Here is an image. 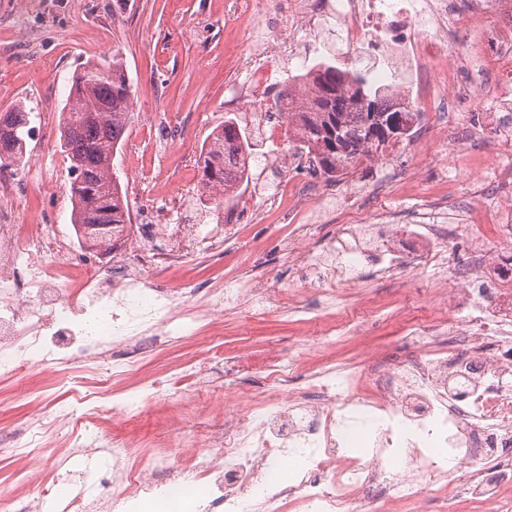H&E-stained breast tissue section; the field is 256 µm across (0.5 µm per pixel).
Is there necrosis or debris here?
I'll return each mask as SVG.
<instances>
[{
	"mask_svg": "<svg viewBox=\"0 0 512 512\" xmlns=\"http://www.w3.org/2000/svg\"><path fill=\"white\" fill-rule=\"evenodd\" d=\"M288 29L336 18V37L382 62L374 77L390 97L416 112L447 111L474 96L475 72L491 77L495 103L486 123L512 141V0H284ZM346 243L335 263L319 267L323 303L339 300L338 286L377 258L384 272L405 263L442 269L452 288L437 299L478 315L461 342L427 324L410 336L421 351L385 364L369 352L370 371L357 381L344 363L327 362L293 380L305 352L270 360L238 355L224 361V424L165 437L147 463L138 443L101 433L117 413H134L146 401H205L179 387L155 390L117 403L107 390L83 392L82 371L106 366L112 379L136 372L180 336L210 327L227 311L258 318L287 308L285 290L261 281L237 287L164 290L171 270L191 271L189 250L175 246L182 228L136 224L124 232V249L106 274L101 253L57 224H21L0 216V374L20 377L33 367L55 370L80 391L85 412L57 406L19 431L0 432V458L39 456L42 440L66 434L69 448L53 469L76 493L56 499L43 493L7 504V512H133L147 500L203 487V512H345L358 502L366 512H427L428 496L462 497L476 512H504L512 489V251L471 243L461 265L448 262L456 230L440 224L427 237L410 236L383 212L370 223L345 225ZM76 287L64 291L62 275ZM260 370L262 393L241 391L240 370ZM198 454L176 465L185 442ZM105 457L112 477L105 490L87 493L89 472L71 460ZM300 468L285 483L272 476L289 459Z\"/></svg>",
	"mask_w": 512,
	"mask_h": 512,
	"instance_id": "obj_1",
	"label": "necrosis or debris"
}]
</instances>
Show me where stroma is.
Segmentation results:
<instances>
[{"mask_svg": "<svg viewBox=\"0 0 512 512\" xmlns=\"http://www.w3.org/2000/svg\"><path fill=\"white\" fill-rule=\"evenodd\" d=\"M328 21L317 34L299 32L292 47H282L288 18L268 14L263 29L268 41L263 62L268 87L256 97L272 100L294 84L296 75L326 62L342 69L357 67V51L337 46ZM255 32L247 17L237 13L232 0H0V111L24 102L32 126L58 127L74 74L91 58L123 56L134 92L128 129L113 159L117 177L127 189L130 209L157 210L169 224H191L197 238L220 235L224 253L198 255L195 279L209 283L237 276L246 280H274L276 287H294L293 310H277L256 320L242 321L235 313L224 316V354L246 349L256 356L292 351L320 330L326 319L337 324L358 323V336H337L327 353H310L307 369L322 356L349 364L366 374L362 343L377 346L384 360L398 362L412 353L409 333L422 321L439 318L449 326L467 324L469 313L455 307L437 310L429 290L434 268L405 265L394 276L378 265L365 263L348 295L324 312L313 280L294 281L288 259L276 239L299 225L311 228L310 249L324 257L342 224H353L367 213H393L399 224L414 227V217L425 206H454L448 221L472 226L489 244L503 240L499 225L469 201L490 194L489 174L481 170L485 156L497 155L512 165V144L490 138L459 154L454 150L457 129L435 127L418 132L387 149L385 172L356 165L347 174L319 178L320 190L305 207L289 213L295 190L288 158L302 152L290 138L286 113L275 120L279 135L266 137L263 116L243 120L250 104H239L238 93L249 84L244 63ZM239 121L253 157L243 181L227 200H201L198 157L204 143L225 119ZM70 162L58 136L27 141L25 165L16 178L20 192L0 193V210L28 223L41 222L46 206L53 221L71 225L68 196ZM390 181L383 194L375 193L377 179ZM200 335L188 336L165 348L145 366L140 377L113 385L117 398L140 393L142 385L178 383L192 386L185 366L204 356ZM75 395L61 385L53 371L36 367L25 376H0V430L25 426L58 404L74 402ZM185 417L168 407L150 403L142 413L106 425L107 434L137 440L152 448L163 428H191ZM25 460L0 459V496H37L39 487L59 496L72 490L66 478L44 471L42 486L25 484Z\"/></svg>", "mask_w": 512, "mask_h": 512, "instance_id": "1", "label": "stroma"}]
</instances>
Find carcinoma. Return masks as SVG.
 I'll list each match as a JSON object with an SVG mask.
<instances>
[{"label":"carcinoma","mask_w":512,"mask_h":512,"mask_svg":"<svg viewBox=\"0 0 512 512\" xmlns=\"http://www.w3.org/2000/svg\"><path fill=\"white\" fill-rule=\"evenodd\" d=\"M305 94L281 92L292 137L312 159L313 171L334 179L358 163L362 153L392 145L393 124L411 126L380 88L366 87L357 73L320 63L306 74ZM133 93L119 52L112 59L87 61L73 77L59 142L74 174L69 193L76 233L111 243L130 223L127 190L112 173V156L126 132ZM29 113L21 104L0 112V170L25 157ZM250 145L232 121L214 132L200 153L201 185L226 197L249 166Z\"/></svg>","instance_id":"1"}]
</instances>
